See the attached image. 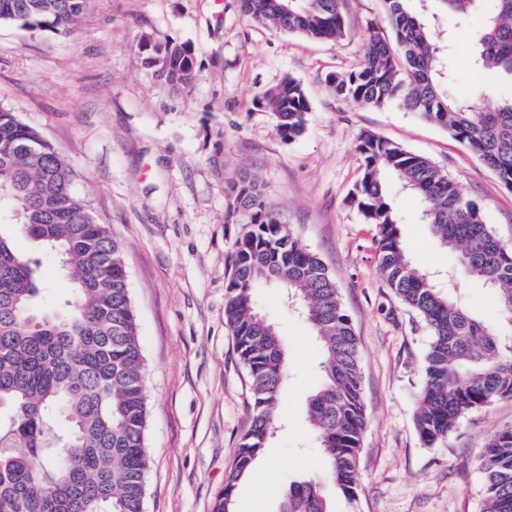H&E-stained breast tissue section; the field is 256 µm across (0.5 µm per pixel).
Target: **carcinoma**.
Listing matches in <instances>:
<instances>
[{
	"label": "carcinoma",
	"mask_w": 512,
	"mask_h": 512,
	"mask_svg": "<svg viewBox=\"0 0 512 512\" xmlns=\"http://www.w3.org/2000/svg\"><path fill=\"white\" fill-rule=\"evenodd\" d=\"M383 27L368 29L364 63L328 77L338 97L359 105L394 101L445 128L512 189V99L493 107L448 96L453 80L448 47L435 25L409 0H380ZM461 19L482 0H439ZM473 66L490 82L512 77V0H487ZM87 0H0V24L19 23L58 36L70 34ZM254 23L314 39L343 35L344 0H237ZM152 76L173 90L198 77L194 49L167 40L144 42ZM284 141L306 128L310 105L300 81L286 78L257 99ZM363 171L354 199L375 239L380 273L392 293L430 331L414 424L429 447L468 412L512 400V241L485 223L429 158L364 131L358 136ZM419 201L418 220L451 256L448 289L417 268L403 241L402 218L390 179ZM64 159L16 113L0 108V512H143L147 396L137 319L126 264L110 232L95 222L72 190ZM229 221L247 225L232 250L224 324L235 340L252 391L251 425L235 451L212 512H237L243 482L278 431L277 408L288 381V351L278 328L256 304V290L282 288L302 311L322 352V383L307 398L309 423L327 473L343 496L358 497V456L366 428L358 338L336 283L303 245L256 181L227 191ZM20 232L54 255L71 285L62 306L44 303L41 258L17 252ZM462 281L488 289L498 311L488 322L463 308L453 290ZM483 512H512V425L487 439L480 462ZM281 512H329L320 479L289 484Z\"/></svg>",
	"instance_id": "cac0c4a2"
}]
</instances>
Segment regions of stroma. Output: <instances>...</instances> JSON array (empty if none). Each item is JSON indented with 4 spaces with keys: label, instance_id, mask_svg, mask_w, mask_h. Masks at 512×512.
<instances>
[{
    "label": "stroma",
    "instance_id": "stroma-1",
    "mask_svg": "<svg viewBox=\"0 0 512 512\" xmlns=\"http://www.w3.org/2000/svg\"><path fill=\"white\" fill-rule=\"evenodd\" d=\"M435 17L453 39L450 91L470 97L481 78L468 49L483 16ZM344 19V36L319 40L259 26L236 0H89L65 37L0 25V107L65 160L74 194L125 256L148 404L145 512H211L251 422L248 372L224 325L232 247L244 230L226 220V190L245 177L336 282L359 339L367 426L361 491L350 502L326 480L306 419L319 347L279 289H259L288 348V385L284 428L257 463V483L244 486L240 512H279L288 485L312 476L322 477L330 512H482L479 460L487 437L512 423V400L470 412L434 446L421 441L413 413L430 332L379 273L377 228L352 199L357 137L368 131L430 158L505 239L512 190L445 129L398 104L363 107L331 91L328 77L361 66L368 29L384 23L379 0H346ZM145 38L190 45L197 80L174 91L153 78ZM289 76L303 84L310 113L305 132L286 142L255 100ZM391 193L412 262L446 276L448 253L418 223L416 198L396 183Z\"/></svg>",
    "mask_w": 512,
    "mask_h": 512
}]
</instances>
